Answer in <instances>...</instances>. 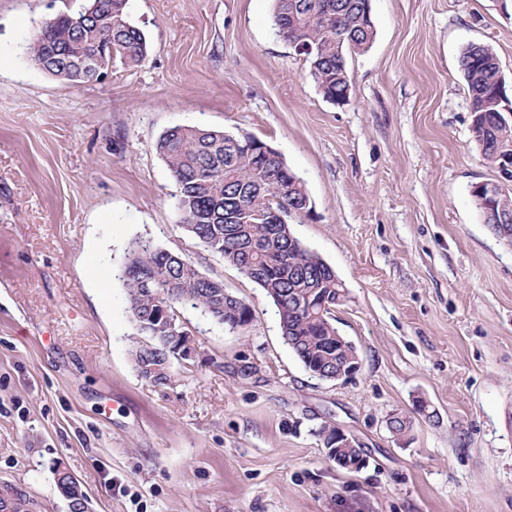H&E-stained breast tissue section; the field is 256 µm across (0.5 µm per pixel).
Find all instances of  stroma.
Masks as SVG:
<instances>
[{
	"label": "stroma",
	"instance_id": "stroma-1",
	"mask_svg": "<svg viewBox=\"0 0 512 512\" xmlns=\"http://www.w3.org/2000/svg\"><path fill=\"white\" fill-rule=\"evenodd\" d=\"M86 3L0 0V487L68 512L56 460L90 512H512V246L470 194L502 176L460 63L489 46L512 108V0H372L342 104L277 35L273 0H127L144 62L84 84L37 68L36 32ZM178 125L251 135L301 179L311 209L288 223L344 284L352 378L308 373L264 290L179 224L155 149ZM137 239L252 310L232 332L175 305L193 354L164 386L131 360L146 338L119 273ZM326 421L363 470L327 458ZM317 436L321 439L323 447L326 449L327 457L330 460L334 461L337 466H339V463L337 462V449L340 448L339 453L341 457L345 459V463L342 466H340L341 468L355 472L363 469V466H361L362 459L360 458L359 448H361L362 450L361 455L366 460L367 455L365 454L362 448V444L355 437L347 434L342 428H340L337 425L335 432V428H332L329 424H327V422H324V424H322L319 427L317 431ZM332 440L333 443H335L336 445L335 448H332L331 446ZM333 458L335 460H333ZM348 466L356 467V469L354 470Z\"/></svg>",
	"mask_w": 512,
	"mask_h": 512
}]
</instances>
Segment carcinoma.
Instances as JSON below:
<instances>
[{
  "label": "carcinoma",
  "instance_id": "obj_1",
  "mask_svg": "<svg viewBox=\"0 0 512 512\" xmlns=\"http://www.w3.org/2000/svg\"><path fill=\"white\" fill-rule=\"evenodd\" d=\"M127 0H90L76 12L47 21L28 44L31 61L60 79L87 83L92 77L81 63L99 47L112 43L115 59L139 65L147 57L144 33L127 19ZM364 0H274L273 25L285 38L313 47L307 55L323 96L336 98L347 87L346 53L350 43L362 47L374 38L373 30L358 27L357 10ZM487 46L470 44L461 67L470 95L472 131L484 156L497 143L512 144V123L496 114L500 82ZM228 134L198 126H175L163 132L156 152L179 186L176 203L179 222L214 255L235 266L273 300L284 342L309 373L330 371L336 364L357 359L356 349L336 338L334 309L336 272L305 247L287 224H255L250 211L296 206L304 186L280 165L265 166L253 154L229 146ZM132 322L151 338L152 355L159 356L173 337L153 334L162 320L155 308L161 296L170 319L174 305L202 310L233 330L245 329L252 319L250 306L228 297L224 285L204 276L188 258L170 253L148 241L130 246L121 271ZM34 500L21 487L0 491V512H30Z\"/></svg>",
  "mask_w": 512,
  "mask_h": 512
}]
</instances>
